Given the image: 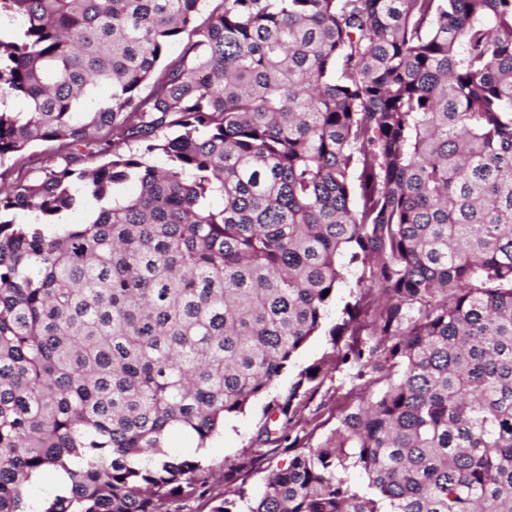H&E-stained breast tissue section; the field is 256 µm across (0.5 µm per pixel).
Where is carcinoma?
<instances>
[{
	"mask_svg": "<svg viewBox=\"0 0 512 512\" xmlns=\"http://www.w3.org/2000/svg\"><path fill=\"white\" fill-rule=\"evenodd\" d=\"M203 2L0 0V101L27 102L0 162L64 142L0 183V512L207 495L168 433L202 447L272 386L345 251L379 340L335 362L381 388L247 512H512V0ZM313 369L269 405L288 424ZM46 469L66 491L35 511ZM56 153V142H43L25 150L22 158L11 157L5 159L0 171L10 170L6 176V185L14 182L18 176L32 178L41 174V168L49 166L56 157Z\"/></svg>",
	"mask_w": 512,
	"mask_h": 512,
	"instance_id": "cac0c4a2",
	"label": "carcinoma"
}]
</instances>
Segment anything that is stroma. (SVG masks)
I'll return each mask as SVG.
<instances>
[{"label":"stroma","mask_w":512,"mask_h":512,"mask_svg":"<svg viewBox=\"0 0 512 512\" xmlns=\"http://www.w3.org/2000/svg\"><path fill=\"white\" fill-rule=\"evenodd\" d=\"M57 153V145L43 142L25 150L23 156L5 159L0 166L7 169V182L17 177H34L42 167L50 165ZM338 264L342 278L327 307L321 327L310 336L292 358L274 385L252 399L242 412L229 415L206 444H199L193 435L174 431L165 440L166 450L173 455L200 460L210 475L214 493L233 498L236 487H243L248 497H255L262 489L270 471L286 467L289 454L272 451L259 439L266 421L265 409L273 400L287 394L291 387H298L300 426L305 444L317 445L336 426L337 418L349 406L359 404L371 392L367 378L358 374L353 365H341L330 371L322 384L299 385L301 373L314 363L333 355L335 347L330 330L345 317L347 304L356 300H370L372 284L369 269L362 262L350 261L340 256ZM246 462V469H239V462ZM237 469L235 484H225L224 473Z\"/></svg>","instance_id":"obj_1"}]
</instances>
